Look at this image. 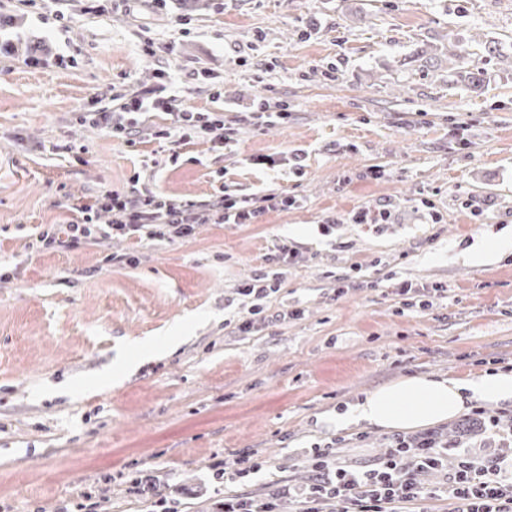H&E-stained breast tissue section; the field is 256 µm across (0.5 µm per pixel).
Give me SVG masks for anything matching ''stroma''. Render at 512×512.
Listing matches in <instances>:
<instances>
[{"mask_svg":"<svg viewBox=\"0 0 512 512\" xmlns=\"http://www.w3.org/2000/svg\"><path fill=\"white\" fill-rule=\"evenodd\" d=\"M70 13L75 66L0 61V262L16 268L0 282V512H60L89 489L104 512H151L156 497L217 512L227 495L306 484L318 446L356 468L380 461L392 432L333 423L377 386L512 371V248L469 257L512 238V0H168L135 13L81 0ZM202 68L221 76L218 92L194 80ZM160 69L185 108L223 110L238 131L223 152L147 130L131 146L75 121L90 96L152 86ZM264 100L287 121L251 126ZM268 155L275 168L252 165ZM375 165L385 177L366 179ZM137 171L183 201L224 186L298 202L171 247L26 249L27 229L67 219L60 201L129 189ZM361 208L392 219L348 223ZM331 215L340 222L323 232ZM282 241L296 257L270 309L303 314L238 332L235 290ZM132 249L137 266L100 268ZM398 279L448 291L402 312ZM170 336L172 354L106 382L120 355ZM245 451L261 472L214 479V462ZM140 473L154 476L153 497L132 491Z\"/></svg>","mask_w":512,"mask_h":512,"instance_id":"35a3bbf8","label":"stroma"}]
</instances>
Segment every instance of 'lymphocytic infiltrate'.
I'll use <instances>...</instances> for the list:
<instances>
[{"instance_id":"lymphocytic-infiltrate-1","label":"lymphocytic infiltrate","mask_w":512,"mask_h":512,"mask_svg":"<svg viewBox=\"0 0 512 512\" xmlns=\"http://www.w3.org/2000/svg\"><path fill=\"white\" fill-rule=\"evenodd\" d=\"M158 86L132 91L109 99L92 96L76 119L105 130L112 138L135 144L141 118L150 112L167 117L154 136L188 141L208 139L213 147L230 143L236 131L226 126L220 112H196L180 106L171 94L167 71H159ZM285 191L237 195L227 188L209 199L179 201L160 192L104 189L81 203H66L72 220L35 227L27 247L34 252L70 251L102 239L123 238L173 244L195 237L203 224H256L267 213L285 211L295 205ZM295 251L277 245L268 254V269L258 271L238 294L248 306V315L238 325L250 332L266 319L270 297L281 288L277 262L293 259ZM314 475L299 489L303 512H318L319 501L329 500L339 512H431V501L447 502V512H512V458L478 459L468 455L456 464L448 462L447 445L436 444L432 433L399 436L389 454L374 467L356 470L331 463L329 453L317 451ZM443 473L445 482L426 486L423 477Z\"/></svg>"}]
</instances>
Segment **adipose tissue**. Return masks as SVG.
<instances>
[{
	"label": "adipose tissue",
	"mask_w": 512,
	"mask_h": 512,
	"mask_svg": "<svg viewBox=\"0 0 512 512\" xmlns=\"http://www.w3.org/2000/svg\"><path fill=\"white\" fill-rule=\"evenodd\" d=\"M469 397L512 401V372L489 373L466 385L444 377H406L373 389L362 402L338 415L336 423L364 422L386 431L419 429L455 417Z\"/></svg>",
	"instance_id": "obj_1"
}]
</instances>
